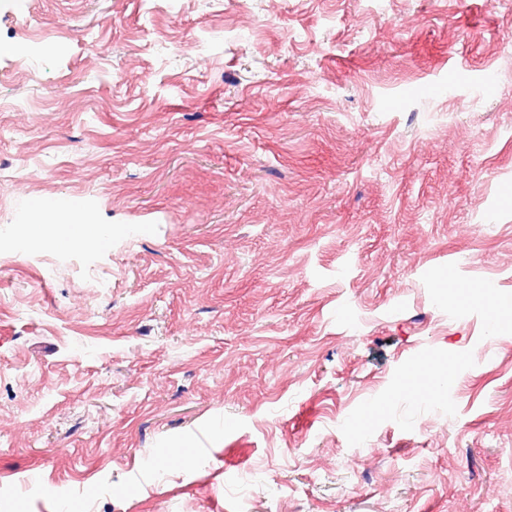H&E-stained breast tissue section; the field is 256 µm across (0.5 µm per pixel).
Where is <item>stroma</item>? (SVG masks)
Wrapping results in <instances>:
<instances>
[{
  "instance_id": "35a3bbf8",
  "label": "stroma",
  "mask_w": 512,
  "mask_h": 512,
  "mask_svg": "<svg viewBox=\"0 0 512 512\" xmlns=\"http://www.w3.org/2000/svg\"><path fill=\"white\" fill-rule=\"evenodd\" d=\"M68 197L0 512H512V0H0V227Z\"/></svg>"
}]
</instances>
